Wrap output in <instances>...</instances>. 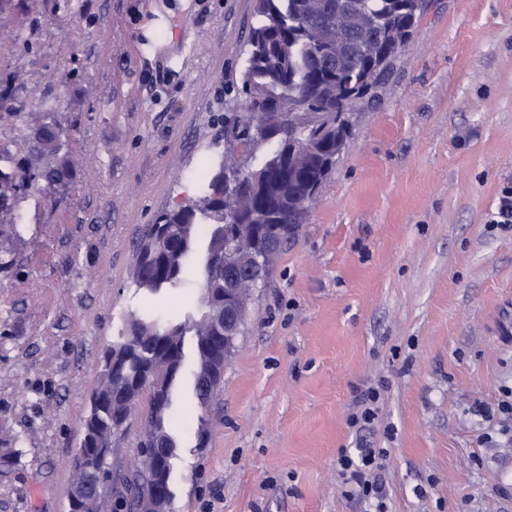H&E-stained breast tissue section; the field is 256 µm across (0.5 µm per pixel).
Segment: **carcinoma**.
I'll return each mask as SVG.
<instances>
[{
    "label": "carcinoma",
    "instance_id": "carcinoma-1",
    "mask_svg": "<svg viewBox=\"0 0 512 512\" xmlns=\"http://www.w3.org/2000/svg\"><path fill=\"white\" fill-rule=\"evenodd\" d=\"M425 0H255V22L248 40L241 88L243 105L230 145L213 171L199 174L200 188L185 205L159 214L138 244L131 273L135 288L150 295L199 288V305L163 322L132 309L122 336L107 345L84 433L92 448H117L132 410L148 395L149 413L141 447L176 448L169 426L178 382L185 366L186 337L195 346L193 373L198 405L206 407L224 377V361L234 347L215 341L224 327L225 273L251 265L258 227L265 214L271 254L267 278L285 243L296 235L336 165L355 125L359 100L384 79L423 15ZM20 114L14 88H0V111ZM54 120L43 113L29 132L10 147H0V261L10 255L5 243L21 237L16 205L38 192L53 195L70 177L67 150L57 134L41 142L35 131ZM297 131L307 149L287 151L283 139ZM254 182L233 201L224 198L226 173ZM233 232L238 245L225 236ZM203 252L197 283L187 277L192 257ZM126 362L127 374L112 376V353ZM119 500L83 493V512H118Z\"/></svg>",
    "mask_w": 512,
    "mask_h": 512
}]
</instances>
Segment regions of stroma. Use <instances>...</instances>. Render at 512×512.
I'll list each match as a JSON object with an SVG mask.
<instances>
[{
	"label": "stroma",
	"instance_id": "35a3bbf8",
	"mask_svg": "<svg viewBox=\"0 0 512 512\" xmlns=\"http://www.w3.org/2000/svg\"><path fill=\"white\" fill-rule=\"evenodd\" d=\"M255 0H8L0 76L24 73L18 139L52 111L75 159L56 196L15 209L0 268V512H67L104 347L140 297L137 244L224 152ZM264 286L208 408L186 361L169 512H364L343 496L347 419L386 449L387 512H512V0H429ZM210 436L199 443L200 423ZM379 398L380 392L375 388L361 393L357 402L359 409L349 416L348 426L358 433L369 430L378 418Z\"/></svg>",
	"mask_w": 512,
	"mask_h": 512
}]
</instances>
